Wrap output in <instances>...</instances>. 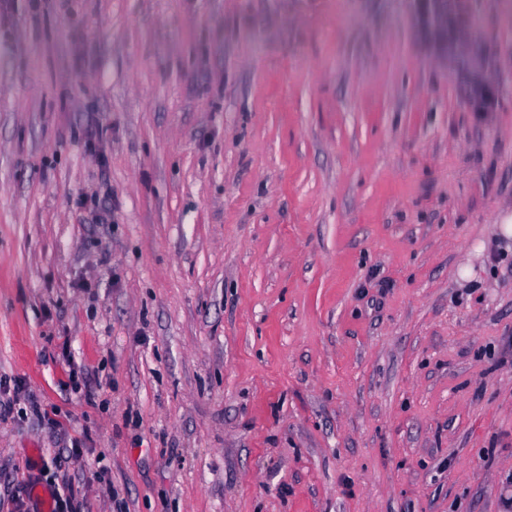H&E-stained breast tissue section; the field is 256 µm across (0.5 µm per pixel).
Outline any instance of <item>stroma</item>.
<instances>
[{
  "mask_svg": "<svg viewBox=\"0 0 512 512\" xmlns=\"http://www.w3.org/2000/svg\"><path fill=\"white\" fill-rule=\"evenodd\" d=\"M511 216L512 0H5L0 512H512ZM74 498V486L69 477L64 475L60 482L57 480V483L51 486V511L73 512Z\"/></svg>",
  "mask_w": 512,
  "mask_h": 512,
  "instance_id": "stroma-1",
  "label": "stroma"
}]
</instances>
